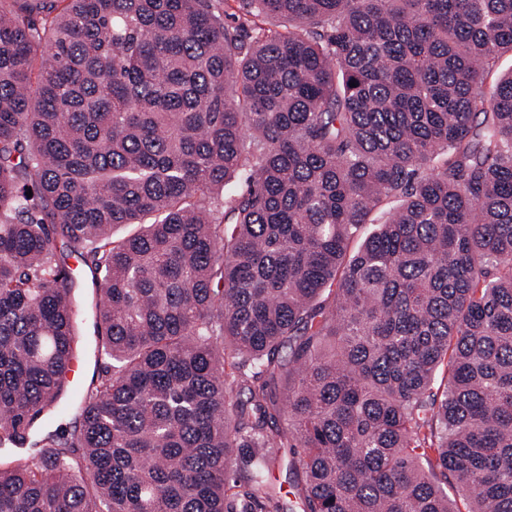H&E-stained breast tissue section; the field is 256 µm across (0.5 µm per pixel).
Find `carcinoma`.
<instances>
[{"label": "carcinoma", "mask_w": 512, "mask_h": 512, "mask_svg": "<svg viewBox=\"0 0 512 512\" xmlns=\"http://www.w3.org/2000/svg\"><path fill=\"white\" fill-rule=\"evenodd\" d=\"M237 9L0 0V512H512V0ZM79 335L82 340V348L81 352L78 353L79 360L84 364L83 357L85 359V368L83 374H78L77 372L74 374L76 368V360L74 359L70 365V369L68 374H74L73 377H70V384L81 385V389L87 385L90 381L92 373L95 368V360H94V348H95V336L93 334V327L90 319H87L80 326ZM83 355V356H82ZM73 386L69 392V397L76 399L79 397L81 389L77 386Z\"/></svg>", "instance_id": "1"}]
</instances>
